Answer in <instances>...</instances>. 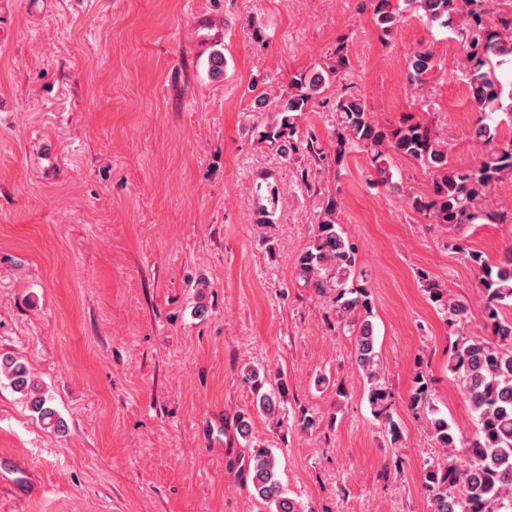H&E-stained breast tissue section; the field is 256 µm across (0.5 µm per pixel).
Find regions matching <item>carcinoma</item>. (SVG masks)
<instances>
[{
  "instance_id": "1",
  "label": "carcinoma",
  "mask_w": 512,
  "mask_h": 512,
  "mask_svg": "<svg viewBox=\"0 0 512 512\" xmlns=\"http://www.w3.org/2000/svg\"><path fill=\"white\" fill-rule=\"evenodd\" d=\"M408 9L421 10L442 27L457 15L467 18L472 32L465 49V84L472 107L485 117L498 111L512 112V103L502 102V85L497 70L505 59H512V18L502 19V30L492 28L477 6L482 0H403ZM403 9L393 0H375L374 15L380 31L388 35L400 22ZM350 67L344 48H336L326 70L303 72L292 77L289 89L276 103L275 117L258 132L260 139L277 146L286 156L299 151L321 160L324 152L317 139L300 133L299 119L309 110L321 90ZM433 68L432 54L420 49L412 55L407 70L411 85L424 83ZM334 108L340 115L333 152L340 162L353 148L371 154L377 181H392L389 156L418 161L433 173L432 190L427 196H414L412 208L436 224H467L480 216L495 224L508 219L487 204L495 184L512 174V138L498 139L496 128L478 125L475 138L490 150L479 165L460 170L452 166L448 147L427 123L409 119L391 130H382L363 98L350 92L336 94ZM337 200H328L324 218L316 225L312 243L297 259V275L305 287L326 299V321L351 336L354 361L375 416L383 418L391 440L400 438V427L390 413L391 394L382 380L375 336L371 322L373 295L369 287L357 285L358 254L353 243L343 236L337 218ZM470 260L479 269V282L485 299L484 318L487 336H461L452 347L448 371L459 382L473 415L474 426L467 433L438 415L431 405L428 381L419 372L408 399L414 410L432 412L431 434L448 463L433 462L424 471L423 486L428 494L429 512H512V317L502 308L512 306V247L497 263L478 252ZM429 299L448 316V322L464 324L467 306L448 298V291L436 282L425 284ZM13 389L27 396L30 409L60 428L62 420L40 393L25 364L14 358L0 360ZM277 397L257 396V409L269 416L278 413ZM245 480L254 496L273 506V512H305L296 499L288 496L281 484L277 461L271 450L257 446L249 452Z\"/></svg>"
}]
</instances>
